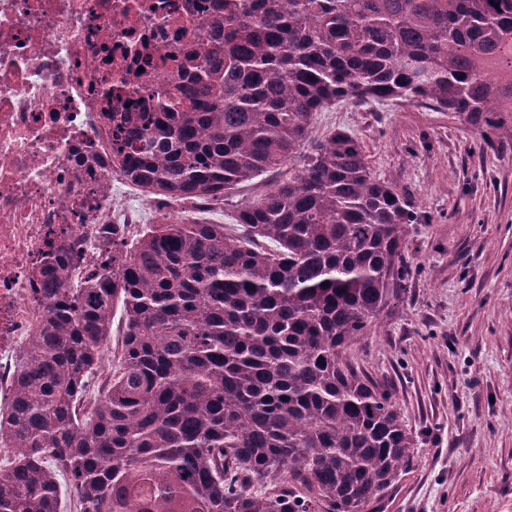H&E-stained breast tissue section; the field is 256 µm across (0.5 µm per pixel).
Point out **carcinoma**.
I'll return each instance as SVG.
<instances>
[{
  "mask_svg": "<svg viewBox=\"0 0 512 512\" xmlns=\"http://www.w3.org/2000/svg\"><path fill=\"white\" fill-rule=\"evenodd\" d=\"M171 60L169 87L105 93L134 110L103 113L112 155L81 174L193 211L278 179L232 224H112L92 266L49 231L0 512H59L64 487L76 512H366L416 438L350 351L403 291L420 215L352 133L311 142L313 120L396 99L512 141V0H211Z\"/></svg>",
  "mask_w": 512,
  "mask_h": 512,
  "instance_id": "carcinoma-1",
  "label": "carcinoma"
}]
</instances>
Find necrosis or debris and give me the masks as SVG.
I'll use <instances>...</instances> for the list:
<instances>
[{
    "label": "necrosis or debris",
    "mask_w": 512,
    "mask_h": 512,
    "mask_svg": "<svg viewBox=\"0 0 512 512\" xmlns=\"http://www.w3.org/2000/svg\"><path fill=\"white\" fill-rule=\"evenodd\" d=\"M210 0H0V404L15 386L20 351L41 315L33 270L49 230L90 242L117 220L131 185L97 190L79 212L76 172L86 146L107 153L101 119L108 85L133 77L164 87L177 39L203 31Z\"/></svg>",
    "instance_id": "1"
}]
</instances>
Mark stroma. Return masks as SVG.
Listing matches in <instances>:
<instances>
[{
  "label": "stroma",
  "instance_id": "35a3bbf8",
  "mask_svg": "<svg viewBox=\"0 0 512 512\" xmlns=\"http://www.w3.org/2000/svg\"><path fill=\"white\" fill-rule=\"evenodd\" d=\"M353 133L375 176L422 216L412 278L354 346L416 437L382 505L368 512H512V143L457 113L341 101L314 135Z\"/></svg>",
  "mask_w": 512,
  "mask_h": 512
}]
</instances>
